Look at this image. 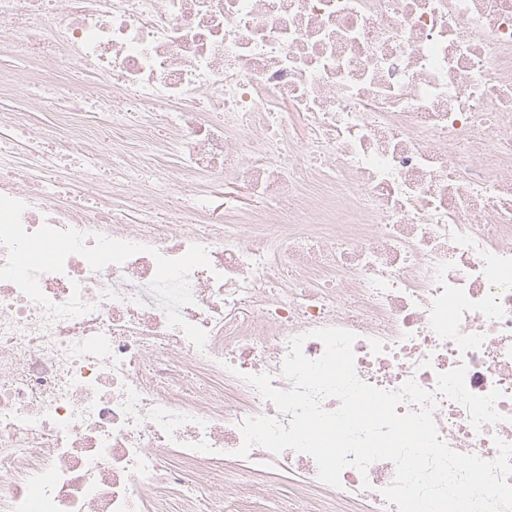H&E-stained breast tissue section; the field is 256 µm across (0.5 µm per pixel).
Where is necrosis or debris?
<instances>
[{
  "label": "necrosis or debris",
  "mask_w": 512,
  "mask_h": 512,
  "mask_svg": "<svg viewBox=\"0 0 512 512\" xmlns=\"http://www.w3.org/2000/svg\"><path fill=\"white\" fill-rule=\"evenodd\" d=\"M48 81L55 56L92 71L108 118L52 112L91 174L93 204H55L60 155L32 146L42 180L0 173V194L43 224L143 245L95 271L78 255L39 283L50 318L0 281V512H259L279 480L303 512H397L378 460L321 482L291 450L237 451L240 423L278 416L248 381L288 388L291 338L354 332L358 377L435 389L465 366L470 392L500 389L501 422L474 429L440 396L455 452L485 460L512 444V0H68L59 17L0 49ZM167 138L143 157L127 142ZM258 204L215 202L204 176ZM151 195L165 223L124 222L116 193ZM203 246L183 318L170 326L148 286L155 254Z\"/></svg>",
  "instance_id": "obj_1"
}]
</instances>
